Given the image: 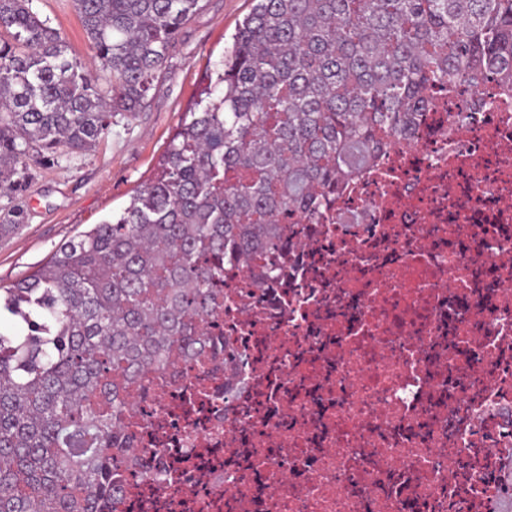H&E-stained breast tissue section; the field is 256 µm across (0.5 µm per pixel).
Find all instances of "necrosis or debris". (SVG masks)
<instances>
[{
  "instance_id": "necrosis-or-debris-1",
  "label": "necrosis or debris",
  "mask_w": 512,
  "mask_h": 512,
  "mask_svg": "<svg viewBox=\"0 0 512 512\" xmlns=\"http://www.w3.org/2000/svg\"><path fill=\"white\" fill-rule=\"evenodd\" d=\"M224 275V374L134 405L119 512H501L512 494V90L432 91L397 141Z\"/></svg>"
}]
</instances>
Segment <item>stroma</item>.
Here are the masks:
<instances>
[{
    "mask_svg": "<svg viewBox=\"0 0 512 512\" xmlns=\"http://www.w3.org/2000/svg\"><path fill=\"white\" fill-rule=\"evenodd\" d=\"M81 61L92 56L71 0H37ZM252 0H202L182 28L147 103L118 119L93 152L72 163L37 167L14 199L23 221L0 236V286L30 274L66 241L125 207L153 177L184 112L193 108L209 61L231 46Z\"/></svg>",
    "mask_w": 512,
    "mask_h": 512,
    "instance_id": "35a3bbf8",
    "label": "stroma"
}]
</instances>
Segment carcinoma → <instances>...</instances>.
Here are the masks:
<instances>
[{
	"instance_id": "carcinoma-1",
	"label": "carcinoma",
	"mask_w": 512,
	"mask_h": 512,
	"mask_svg": "<svg viewBox=\"0 0 512 512\" xmlns=\"http://www.w3.org/2000/svg\"><path fill=\"white\" fill-rule=\"evenodd\" d=\"M36 0H0V197L140 111L200 0H72L88 68ZM122 212L0 288V512H118L131 399L214 364L224 265L258 271L407 136L433 85L512 90V0H252Z\"/></svg>"
}]
</instances>
